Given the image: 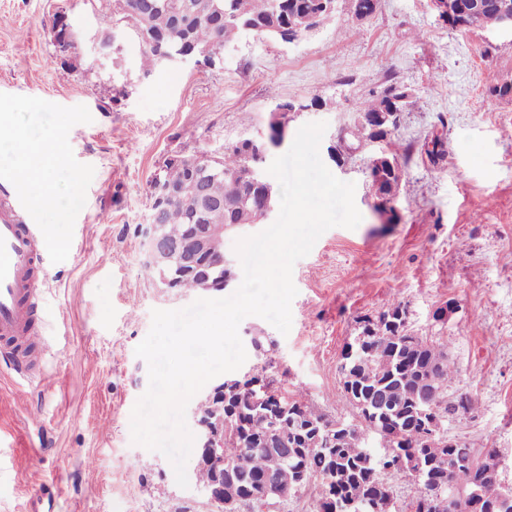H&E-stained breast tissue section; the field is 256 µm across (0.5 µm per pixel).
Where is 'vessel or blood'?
<instances>
[{"mask_svg":"<svg viewBox=\"0 0 512 512\" xmlns=\"http://www.w3.org/2000/svg\"><path fill=\"white\" fill-rule=\"evenodd\" d=\"M44 242L16 191L0 192V358L17 379L36 373L40 339L33 301L43 270Z\"/></svg>","mask_w":512,"mask_h":512,"instance_id":"1","label":"vessel or blood"}]
</instances>
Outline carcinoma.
Masks as SVG:
<instances>
[{
    "label": "carcinoma",
    "mask_w": 512,
    "mask_h": 512,
    "mask_svg": "<svg viewBox=\"0 0 512 512\" xmlns=\"http://www.w3.org/2000/svg\"><path fill=\"white\" fill-rule=\"evenodd\" d=\"M348 3L359 20L371 18L379 0H88L97 23L92 35L78 33L83 42L110 41L112 67L119 66L128 44L136 46L140 68L146 75L163 64L164 54L181 49L196 52L224 50L249 34L276 40L302 37L329 7ZM461 26L451 30L495 28L504 6L512 0H456ZM107 61V62H109ZM90 67L105 61L87 58ZM409 88L391 83L361 104L355 131H343L339 148L355 153L375 144L379 164L367 169L373 194L381 204L390 202L404 169L424 153L411 141L398 152L392 149L402 113L413 104ZM261 144L239 139L220 153L224 174L203 178L195 163L202 153L181 154L176 162L164 161L159 177L189 196L198 183L207 196L223 207L207 215L208 224L259 222L258 207L266 187L246 175L248 158ZM434 163L445 160L447 150L425 152ZM192 212L175 203L165 213L163 231L172 241L192 232ZM405 304L394 299L377 317L359 321V332L341 353L340 374L344 396L358 410L360 424L331 421L299 394L274 387L267 366L257 365L236 381L235 391L224 394V484L245 489L246 495L291 493L302 487L299 470L320 479L312 512H375L376 499L391 492L386 477L413 470L401 468V455L420 461L430 480L432 496L448 497L453 490L466 499H479L471 512L486 506L504 491L494 478L501 450L471 448L455 439L445 448L425 445L423 423L432 412L448 437V418L466 416L476 409L477 398L461 392L448 398L453 367L448 358L450 340L436 344L410 333ZM375 440L368 445L367 438Z\"/></svg>",
    "instance_id": "cac0c4a2"
}]
</instances>
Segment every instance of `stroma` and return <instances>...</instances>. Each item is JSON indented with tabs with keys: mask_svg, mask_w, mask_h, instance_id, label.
I'll return each instance as SVG.
<instances>
[{
	"mask_svg": "<svg viewBox=\"0 0 512 512\" xmlns=\"http://www.w3.org/2000/svg\"><path fill=\"white\" fill-rule=\"evenodd\" d=\"M60 13L83 32L95 28L86 0H0V93L86 106L91 123L73 126L68 141L76 160L95 169L69 255L47 263L39 286L41 367L20 386L0 360V512H213L193 480L195 460L184 489L166 456L131 441V412L148 388L135 348L152 312L203 296L144 276L139 226L167 157L218 151L263 129L275 98L319 100L287 136L326 122L320 156L335 177L355 183L362 220L327 230L296 262L289 334L257 316L242 320L245 368L267 363L275 387L329 419L358 423L341 389V352L360 317L401 300L412 334L450 339L449 394L478 399L472 415L449 419V436L502 449L501 479L511 485L512 101L490 99L487 89L512 80V43L487 30L448 31L430 0H380L366 21L342 5L298 44L244 37L211 68L143 79L137 53L128 52V94L116 102L111 69L55 62L51 22ZM392 81L417 99L397 145L440 134L448 156L440 169L421 157L410 163L397 217L384 223L366 170L375 146L335 162L328 149L354 126L359 104ZM36 408L38 426L29 419Z\"/></svg>",
	"mask_w": 512,
	"mask_h": 512,
	"instance_id": "35a3bbf8",
	"label": "stroma"
}]
</instances>
